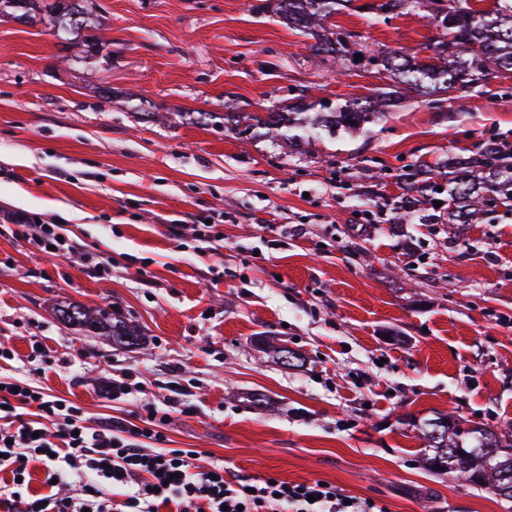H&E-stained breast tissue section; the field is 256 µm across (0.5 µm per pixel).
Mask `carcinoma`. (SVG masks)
I'll use <instances>...</instances> for the list:
<instances>
[{
	"mask_svg": "<svg viewBox=\"0 0 512 512\" xmlns=\"http://www.w3.org/2000/svg\"><path fill=\"white\" fill-rule=\"evenodd\" d=\"M88 0H0V16L12 9L15 19L36 18L49 21L55 35L62 40L83 36L87 51L97 46L92 35H82L87 28L84 3ZM341 0H276L275 15L291 29L316 39L318 52L344 57L348 50L338 39L322 38L323 28ZM495 10H478L471 0H441L443 15L428 11L430 23L441 31L433 42L432 55L417 60L403 51H368L369 57L382 60L384 72L392 84L378 88L363 98H353L333 106L320 103L322 111L311 117L301 109L294 112H236L231 103L224 104L225 113L195 112L193 123L208 125L216 119L224 121L228 131H244L255 137H280L300 150L305 139L314 134L329 139L342 132L367 131L385 117L391 104L406 99L409 92L428 99L437 107L443 95L466 93L484 85L493 71L512 70V0ZM448 168V223L477 224L489 211L487 194L496 196L498 204L512 206V145L494 138L479 144L467 158L452 159ZM415 172H403L399 179L407 191L422 197L437 191L438 183L414 181ZM61 322L78 331H92L106 336L114 344L137 345L142 340L136 327L117 318H108L100 310L74 302H62L56 309ZM423 435L428 441L424 449L430 466L458 473L466 481L488 485L502 497L512 499V434L506 438L488 429H463L447 415L441 414L423 422Z\"/></svg>",
	"mask_w": 512,
	"mask_h": 512,
	"instance_id": "cac0c4a2",
	"label": "carcinoma"
}]
</instances>
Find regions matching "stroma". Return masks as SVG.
Listing matches in <instances>:
<instances>
[{
  "label": "stroma",
  "instance_id": "1",
  "mask_svg": "<svg viewBox=\"0 0 512 512\" xmlns=\"http://www.w3.org/2000/svg\"><path fill=\"white\" fill-rule=\"evenodd\" d=\"M343 0L327 25L357 45L428 54L421 10L392 19ZM102 46L0 18V340L9 375L133 419L128 371L168 412L172 448L245 477L320 480L388 512H512V501L420 462L422 419L512 428V211L459 229L447 194L412 208L394 174L512 143V71L441 109L415 98L360 137L289 154L188 112H247L370 95L366 60L316 53L269 0H95ZM166 120L133 114L131 96ZM63 223L78 250L46 259L15 217ZM215 223L221 273L177 226ZM288 227L272 245L271 227ZM111 261L93 277L89 261ZM140 327L123 347L58 321L57 303ZM42 341L43 353L32 352ZM300 357L286 367L273 353Z\"/></svg>",
  "mask_w": 512,
  "mask_h": 512
}]
</instances>
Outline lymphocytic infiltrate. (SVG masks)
I'll return each mask as SVG.
<instances>
[{
    "label": "lymphocytic infiltrate",
    "mask_w": 512,
    "mask_h": 512,
    "mask_svg": "<svg viewBox=\"0 0 512 512\" xmlns=\"http://www.w3.org/2000/svg\"><path fill=\"white\" fill-rule=\"evenodd\" d=\"M17 224L39 252L60 257L74 252L57 224L31 216ZM145 388L120 373L113 396H140L136 421L89 424L78 404L44 392L27 380L0 375V471L13 480L0 488V512H386L369 499L342 494L335 486L268 479L248 481L214 463L199 468L194 449L167 447V415L143 400ZM47 469L48 493L30 491L31 462ZM83 481L80 495L67 490ZM127 486L123 500L109 493Z\"/></svg>",
    "instance_id": "1"
}]
</instances>
